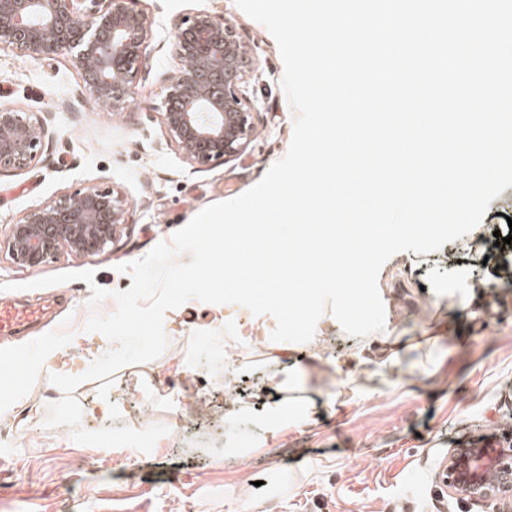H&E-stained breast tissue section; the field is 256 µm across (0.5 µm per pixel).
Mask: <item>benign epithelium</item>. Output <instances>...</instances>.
<instances>
[{
    "instance_id": "obj_1",
    "label": "benign epithelium",
    "mask_w": 512,
    "mask_h": 512,
    "mask_svg": "<svg viewBox=\"0 0 512 512\" xmlns=\"http://www.w3.org/2000/svg\"><path fill=\"white\" fill-rule=\"evenodd\" d=\"M138 0H0V48L32 58L67 55L103 112L124 110L151 33ZM179 65L167 77L162 125L192 165L238 155L255 133L253 106L243 93L246 44L236 28L207 11L184 18L170 45ZM52 138L46 119L0 104V171L22 170ZM125 202L110 186L63 194L9 227L8 251L22 267H39L62 252L104 251L125 223ZM448 495L512 512V438L489 451L454 450L438 475Z\"/></svg>"
}]
</instances>
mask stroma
Instances as JSON below:
<instances>
[{"instance_id":"stroma-1","label":"stroma","mask_w":512,"mask_h":512,"mask_svg":"<svg viewBox=\"0 0 512 512\" xmlns=\"http://www.w3.org/2000/svg\"><path fill=\"white\" fill-rule=\"evenodd\" d=\"M152 22L133 99L121 112L98 109L66 56L34 59L0 50V103L47 116L53 138L28 169L0 173V305L49 304L21 337H0V398L12 408L0 429L18 427L0 452V512H482L449 497L437 473L459 441L512 422V288L480 295L472 260L436 261L400 252L378 276L386 321L405 338L427 333L430 351L403 352L376 386L367 361L387 346L377 334L354 337L324 312L315 326L331 354H362L352 376L325 366L289 381L276 357L273 317L256 325L239 304L189 299L164 314L169 345L151 361L85 379L115 342L86 331L92 314L111 316L115 291L128 290L118 265L143 258L210 204L235 198L287 153L297 112L281 87L284 64L262 24L235 0H140ZM206 10L233 23L249 47L245 93L256 108V136L238 156L190 165L158 114L176 66L170 44L183 18ZM109 185L126 201L125 222L104 252L60 253L38 268L14 264L10 224L60 195ZM93 271L31 288L36 279ZM108 298L90 306L93 286ZM72 351L62 372L81 377L72 396L82 429L165 425L150 453L131 454L73 441L65 425L46 426L61 390L40 361L47 348ZM312 406L310 422L266 434L273 405Z\"/></svg>"}]
</instances>
